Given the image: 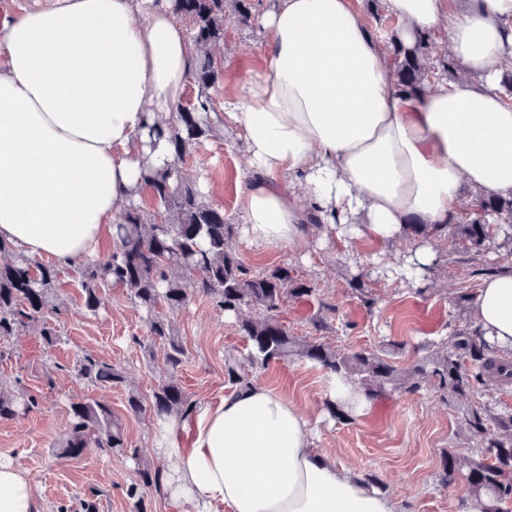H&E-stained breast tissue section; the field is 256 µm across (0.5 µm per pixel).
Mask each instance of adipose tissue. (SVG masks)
I'll return each mask as SVG.
<instances>
[{"label":"adipose tissue","mask_w":512,"mask_h":512,"mask_svg":"<svg viewBox=\"0 0 512 512\" xmlns=\"http://www.w3.org/2000/svg\"><path fill=\"white\" fill-rule=\"evenodd\" d=\"M406 45L445 31L454 82L399 86L384 38L352 0H275L262 17L266 74L225 103L248 159L240 232L307 252L334 236L391 243L409 218L447 224L469 184L512 198V0H386ZM194 57L167 0H46L0 23V239L61 264L99 258L140 197L143 163L172 161L151 125L180 101ZM300 182L296 196L291 182ZM474 318L512 352V265L482 279ZM155 440L174 512H394L389 498L314 448L310 416L273 391L197 404L188 444ZM0 512H42L27 477L0 462Z\"/></svg>","instance_id":"adipose-tissue-1"}]
</instances>
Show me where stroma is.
Instances as JSON below:
<instances>
[{
	"mask_svg": "<svg viewBox=\"0 0 512 512\" xmlns=\"http://www.w3.org/2000/svg\"><path fill=\"white\" fill-rule=\"evenodd\" d=\"M251 2L248 23L231 13L225 19L224 45L216 52L223 70L216 92L220 103L235 97L243 83L267 69L260 17L274 0ZM182 169L200 186L206 202L223 211L227 223H240L246 158L233 129H225L223 139L205 141L194 149ZM411 245L407 238L381 245L338 237L302 257L281 245L234 241L251 269L287 266L314 282L315 299H288L281 306L279 319L291 334L345 352L400 344L404 351L396 361L404 368L423 356L426 346L472 324L482 281L475 268L493 270L512 263V254L496 244H487L476 257L443 239L435 244V264L419 283L381 273L378 264L383 258L398 257ZM360 273L372 289L373 306H365L350 288L351 279ZM56 286L67 311L58 325L60 339L52 348H45L34 327L0 340V385L25 391L37 401L35 408L0 420V459L12 461L25 473L43 512H57L62 505L82 512L88 499L95 501L98 512H131L127 490L137 481L138 470L162 466L154 451V391L171 378L193 400L218 402L231 392L224 363L245 358V341L234 319L225 317L208 297L192 296L176 310L158 306L156 316L168 321L185 350L181 366L171 373L164 364L163 342L152 336L144 312L127 288H104L102 304L93 312L85 306L76 266H60ZM322 299L335 304L336 314L328 329L318 331L313 320ZM87 354L123 368L128 383L103 390L79 378L73 367ZM249 374L254 382L310 411L317 454L358 478L375 476L393 500L395 512H461L468 496L464 476L445 485L440 474L444 450L464 444L462 405L442 402L425 384L413 393L388 390L371 396L362 413L343 423L325 409L328 377L315 363L295 357L250 368ZM133 393L143 404L137 414L127 404ZM92 399L105 400L111 407L128 451L107 453L90 446L75 458L58 455L56 445L70 429L71 403Z\"/></svg>",
	"mask_w": 512,
	"mask_h": 512,
	"instance_id": "1",
	"label": "stroma"
}]
</instances>
